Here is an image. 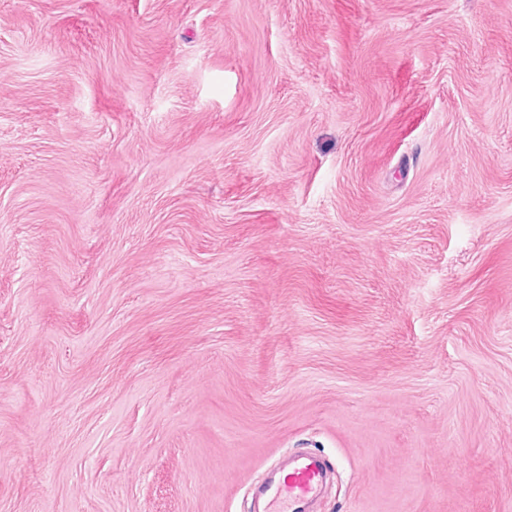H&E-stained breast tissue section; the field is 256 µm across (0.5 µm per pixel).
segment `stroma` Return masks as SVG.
<instances>
[{
    "mask_svg": "<svg viewBox=\"0 0 512 512\" xmlns=\"http://www.w3.org/2000/svg\"><path fill=\"white\" fill-rule=\"evenodd\" d=\"M512 512V0H0V512ZM289 472L263 491L262 512H304L301 504L315 497L323 482V461L314 455H297L288 463Z\"/></svg>",
    "mask_w": 512,
    "mask_h": 512,
    "instance_id": "obj_1",
    "label": "stroma"
}]
</instances>
